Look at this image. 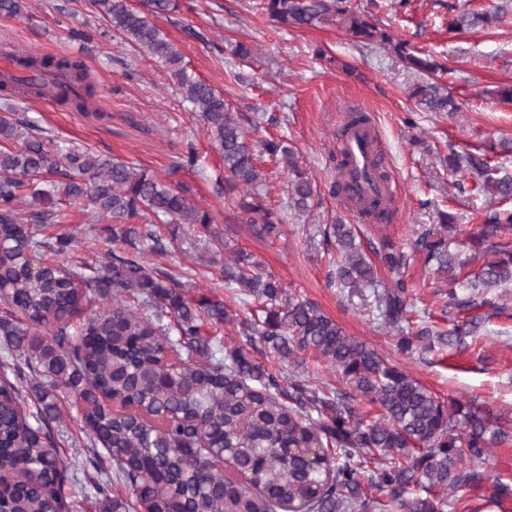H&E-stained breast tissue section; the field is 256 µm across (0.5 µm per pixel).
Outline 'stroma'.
I'll return each mask as SVG.
<instances>
[{
    "mask_svg": "<svg viewBox=\"0 0 512 512\" xmlns=\"http://www.w3.org/2000/svg\"><path fill=\"white\" fill-rule=\"evenodd\" d=\"M498 3L408 0L400 7L395 0H352L393 40L409 42L448 65L446 81L460 105L452 115L427 111L410 99L423 76L406 67L392 48L357 42L330 22L287 29L263 12L262 0H180L176 12L158 19L189 73L223 93L256 146L263 173L258 190L282 219V232L274 239L235 223V206L224 198V161L203 121L188 111L167 68L115 32L90 0H21L18 14H0V57L37 49L84 61L99 90L98 116L67 112L41 99L0 98V113L37 124L57 160L86 152L107 162L138 164L167 185L189 186L191 201L210 212L212 223L159 220L156 234L164 249L145 252L143 261L182 283L190 298L224 303L232 321L203 328L222 350L242 349L284 382L302 380L321 392L343 386L334 363L310 352L298 363L279 359L259 337L247 335L245 323L263 302L248 289L227 283L223 273L227 260L244 253L272 272L284 297L315 303L348 335L437 397L472 401L512 420V306L489 314L482 336L467 348L429 349L420 342L407 349L400 344L402 334L415 333L418 325L448 326L441 298L447 286L413 253L416 232L439 223L445 212L455 217L463 234H471L492 205L490 195L473 191L470 180L449 174V151L475 152L512 139V103L497 94L512 86V16L486 30L448 29L449 5L463 12L489 10ZM240 44L250 48L249 62L235 55ZM319 46L325 50L321 58L314 53ZM354 111L369 117L375 148L390 175L394 215L388 223L361 219L330 190L339 133L347 113ZM268 140L292 150L300 169L309 174L313 194L306 211L292 205V177L285 161L262 150ZM191 150L198 154L195 168H179L181 155ZM59 208L57 220L44 230L49 237H73L71 250L59 256V263L104 267L112 247L111 222L95 221L86 203L64 200ZM340 221L359 226L369 261H376L386 239L407 252L404 275L412 290L404 332L385 326L380 289L337 287L336 246L323 230ZM57 404L60 416L52 432L60 454L80 478L71 489L73 512H98L89 476H111L112 465L105 459L92 466L81 414L66 395H59Z\"/></svg>",
    "mask_w": 512,
    "mask_h": 512,
    "instance_id": "35a3bbf8",
    "label": "stroma"
}]
</instances>
